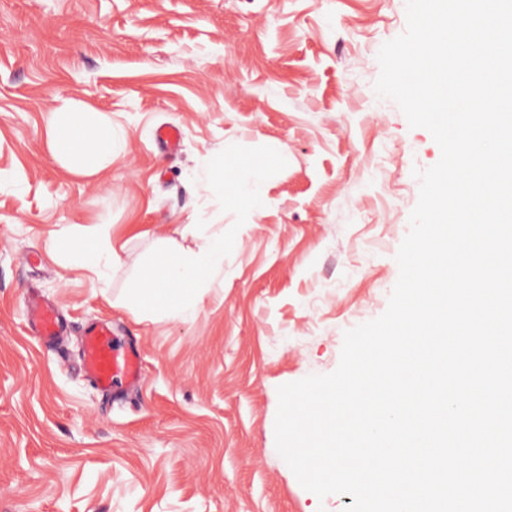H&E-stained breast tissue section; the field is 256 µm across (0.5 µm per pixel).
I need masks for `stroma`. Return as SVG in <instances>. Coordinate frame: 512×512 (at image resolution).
I'll use <instances>...</instances> for the list:
<instances>
[{
    "label": "stroma",
    "mask_w": 512,
    "mask_h": 512,
    "mask_svg": "<svg viewBox=\"0 0 512 512\" xmlns=\"http://www.w3.org/2000/svg\"><path fill=\"white\" fill-rule=\"evenodd\" d=\"M406 0H0V512H344L305 490L275 443L279 386L327 374L345 331L379 317L441 151L377 96V54ZM106 116L112 160L92 175L49 148L62 103ZM179 127L175 149L159 126ZM284 152L261 210L205 171ZM125 245L107 281L71 253ZM224 262L190 314L136 309L158 262ZM38 293L67 323L32 336ZM107 321L143 358L124 399L80 367Z\"/></svg>",
    "instance_id": "35a3bbf8"
}]
</instances>
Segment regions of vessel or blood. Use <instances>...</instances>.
I'll list each match as a JSON object with an SVG mask.
<instances>
[{
  "mask_svg": "<svg viewBox=\"0 0 512 512\" xmlns=\"http://www.w3.org/2000/svg\"><path fill=\"white\" fill-rule=\"evenodd\" d=\"M27 324L31 332L52 343L64 333L58 310L31 299L27 302ZM81 362L85 374L104 392L116 383L137 386L142 378V360L137 346L118 348L113 344L112 325L108 322L88 324L84 330Z\"/></svg>",
  "mask_w": 512,
  "mask_h": 512,
  "instance_id": "vessel-or-blood-1",
  "label": "vessel or blood"
}]
</instances>
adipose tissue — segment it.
I'll return each instance as SVG.
<instances>
[{"label": "adipose tissue", "mask_w": 512, "mask_h": 512, "mask_svg": "<svg viewBox=\"0 0 512 512\" xmlns=\"http://www.w3.org/2000/svg\"><path fill=\"white\" fill-rule=\"evenodd\" d=\"M79 110L64 103L49 113L48 136L52 151L58 155H77L83 172H96L114 149L111 138L99 137L98 121L82 120ZM263 158L234 157L231 169L216 166L206 170L208 183L222 187L225 197L245 200L251 207L264 205L262 193L252 187L255 174L266 168ZM224 261V242L216 240L203 254L183 256L157 264L147 282L139 288V308L175 318L181 317L188 302L198 299L214 267Z\"/></svg>", "instance_id": "1"}]
</instances>
